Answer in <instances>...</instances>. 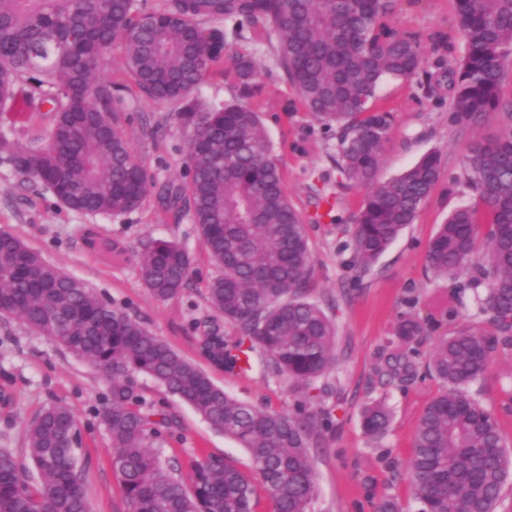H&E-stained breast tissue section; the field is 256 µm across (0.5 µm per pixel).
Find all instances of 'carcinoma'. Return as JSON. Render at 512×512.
Instances as JSON below:
<instances>
[{
    "label": "carcinoma",
    "instance_id": "1",
    "mask_svg": "<svg viewBox=\"0 0 512 512\" xmlns=\"http://www.w3.org/2000/svg\"><path fill=\"white\" fill-rule=\"evenodd\" d=\"M430 0H0V163L41 183L64 207L90 215L133 212L155 193L158 220L186 212L218 270L206 288L212 319L196 320L203 356L226 372L261 366L286 376L301 395L292 414L237 400L146 325L102 298L0 228V318L93 365L107 393L98 409L114 448L112 467L131 512H255L256 485L273 512H310L318 444L330 411L307 406L316 380L336 367V324L305 287L314 258L300 210L285 191V171L262 114L269 111L261 68L247 44L265 46L295 92L284 112L303 110L336 140L330 157L341 181L364 191L352 214V267L366 272L418 218L441 179L430 152L401 175L377 171L392 139L394 110L378 88L409 86L406 100L429 101L454 126L478 129L492 115L499 134L464 146L459 187L474 194L448 214L430 240L427 264L448 280L455 304H471L493 332L464 326L435 340L425 365L443 384L413 431L407 462L419 512H495L512 477V450L500 420L470 392L492 353L512 346V0H451V12L414 29L404 18ZM117 49L122 67L109 68ZM224 78L232 98L206 105L195 91ZM178 105L190 130L188 178L156 185L122 130L123 104ZM84 244L120 256L91 229ZM145 288L169 300L186 288L190 253L149 237L136 250ZM393 324L379 370L405 382L418 364L402 348L427 335L413 309ZM145 374L212 428L247 450L248 476L219 458L196 459L190 482L150 448L171 433V416L136 392ZM392 418L383 400L362 412L378 443ZM31 482L12 448H0V512H90L81 435L71 409L53 403L28 424Z\"/></svg>",
    "mask_w": 512,
    "mask_h": 512
}]
</instances>
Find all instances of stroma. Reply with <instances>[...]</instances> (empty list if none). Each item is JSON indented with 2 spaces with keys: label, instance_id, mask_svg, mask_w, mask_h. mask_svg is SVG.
Masks as SVG:
<instances>
[{
  "label": "stroma",
  "instance_id": "stroma-1",
  "mask_svg": "<svg viewBox=\"0 0 512 512\" xmlns=\"http://www.w3.org/2000/svg\"><path fill=\"white\" fill-rule=\"evenodd\" d=\"M380 94L396 109L392 141L378 169L379 180L398 176L423 155L441 151L445 165L436 192L427 200L414 224L409 225L362 275L349 267L351 235L337 231L328 218H317L313 189L339 191L342 216H350L363 193L337 190L338 174L328 157L321 126L304 112L265 113L275 152L285 167V186L295 205L308 219L307 232L314 256V273L307 295L333 317L338 336V360L327 381L335 387L330 398L332 422L324 430L312 456L317 495L311 512H376L383 495L397 496L404 512H418L406 473L414 426L441 384L429 376L403 383L381 384L376 365L387 349L386 339L404 312L407 295L418 299L415 312L431 329L417 344L419 360H426L437 337L452 333L442 318L452 299L446 281L427 269V245L439 224L455 206L471 201L470 192L447 193V180L459 170L460 148L471 132L449 126L448 115L430 107L407 106L398 83L382 85ZM129 121L122 127L136 158L156 183L181 178L189 136L175 118V106L142 99L129 102ZM158 124L155 137L145 136L142 125ZM156 204L147 200L133 212L91 216L61 205L40 183L25 182L0 164V227L7 228L41 252L50 263L89 283L97 293L136 317L183 357L202 363L193 319L210 309L203 286L216 275L190 220H155ZM95 227L125 249V258L112 264L101 260L82 243L79 230ZM167 238L181 243L194 258V280L177 297L162 302L143 287L135 248L139 241ZM212 382L232 397L271 411L294 412L299 399L287 378L254 370L232 375L207 367ZM483 404L500 419L504 437L512 446V346L494 353L484 378L477 383ZM106 384L88 363L41 336L20 321H0V447L23 453L28 422L45 406L68 404L81 432L80 460L88 477L91 512H131L112 469V443L96 412ZM136 391L146 401L168 411L176 421L172 436L155 445L161 460L186 471L189 458L204 454L224 458L246 474L253 462L243 448L211 429L191 408L152 379L141 376ZM386 399L393 411L387 436L373 443L364 433L362 408L374 399Z\"/></svg>",
  "mask_w": 512,
  "mask_h": 512
}]
</instances>
